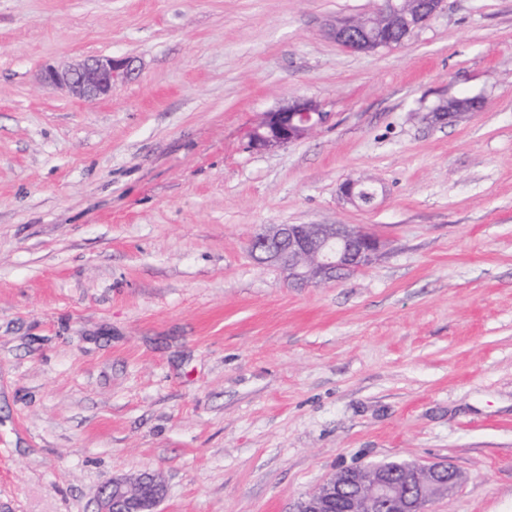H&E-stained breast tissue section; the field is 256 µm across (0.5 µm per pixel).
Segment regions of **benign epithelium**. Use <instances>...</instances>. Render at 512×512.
Here are the masks:
<instances>
[{
	"label": "benign epithelium",
	"mask_w": 512,
	"mask_h": 512,
	"mask_svg": "<svg viewBox=\"0 0 512 512\" xmlns=\"http://www.w3.org/2000/svg\"><path fill=\"white\" fill-rule=\"evenodd\" d=\"M443 0H382L376 12L345 17L331 25L333 38L353 53H371L394 45V33L410 36L428 24L442 9ZM131 75L129 60L95 55L75 63L48 65L39 80L63 88L81 101L112 96L114 85ZM481 100L461 96L440 100L426 118L445 123L478 111ZM324 113L316 101L296 98L284 107L265 113L247 134L249 148L270 150L303 139L322 124ZM364 181L347 180L340 187L344 201L361 207ZM382 250L381 240L356 224H273L250 242V252L260 263L279 269L296 287L335 281L372 264ZM458 481L451 465L387 462L347 469L302 500L296 512H427L435 498L448 494ZM164 485L151 474L133 479L115 478L97 494L96 512H158Z\"/></svg>",
	"instance_id": "1"
}]
</instances>
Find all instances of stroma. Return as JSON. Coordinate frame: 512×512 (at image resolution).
<instances>
[{"mask_svg":"<svg viewBox=\"0 0 512 512\" xmlns=\"http://www.w3.org/2000/svg\"><path fill=\"white\" fill-rule=\"evenodd\" d=\"M378 0H0V512H294L337 472L449 463L430 512H512V0H445L346 51ZM132 60L82 103L44 65ZM479 112L442 125L422 104ZM316 101L303 140L247 147ZM377 182L375 207L343 201ZM269 224H363L383 254L292 287ZM443 0H383L376 12L337 19L333 38L353 53H371L394 45V33L409 37L428 24L442 9ZM324 113L316 101L295 98L288 106L266 112L263 120L247 134L249 148L270 150L303 139L322 124ZM480 103L481 100L478 97L471 96L442 99L429 108L426 118L436 123L459 120L471 112H477ZM152 493L143 491L145 485ZM164 497V485L155 475L143 474L133 479L115 478L103 485L97 494L96 512H119L130 508L131 512H158Z\"/></svg>","mask_w":512,"mask_h":512,"instance_id":"obj_1","label":"stroma"}]
</instances>
